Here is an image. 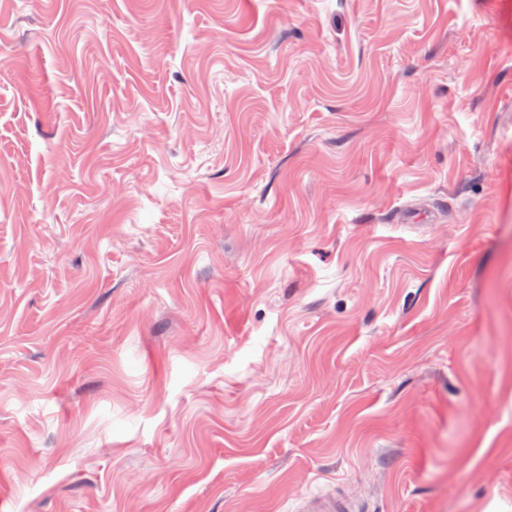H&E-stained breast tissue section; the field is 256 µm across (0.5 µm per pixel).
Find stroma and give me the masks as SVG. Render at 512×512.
Wrapping results in <instances>:
<instances>
[{"label": "stroma", "mask_w": 512, "mask_h": 512, "mask_svg": "<svg viewBox=\"0 0 512 512\" xmlns=\"http://www.w3.org/2000/svg\"><path fill=\"white\" fill-rule=\"evenodd\" d=\"M512 512V0H0V512ZM298 512H362L356 499L339 494L335 489L309 493L298 503Z\"/></svg>", "instance_id": "stroma-1"}]
</instances>
